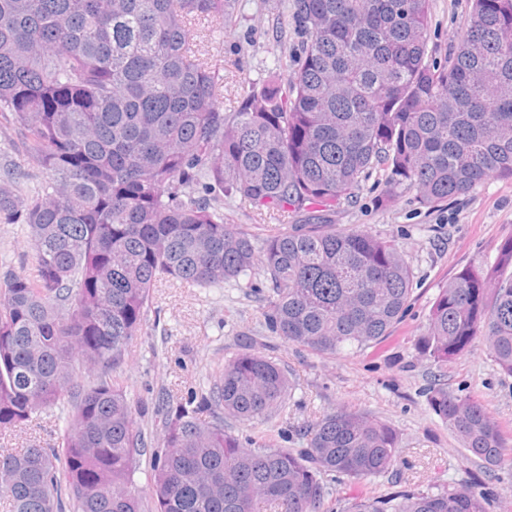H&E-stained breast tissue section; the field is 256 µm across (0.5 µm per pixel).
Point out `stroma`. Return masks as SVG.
<instances>
[{
    "label": "stroma",
    "instance_id": "stroma-1",
    "mask_svg": "<svg viewBox=\"0 0 512 512\" xmlns=\"http://www.w3.org/2000/svg\"><path fill=\"white\" fill-rule=\"evenodd\" d=\"M468 10L469 0H431L429 46L437 60L452 52ZM188 34L219 67L228 112L244 91L277 68L280 51L296 55L301 42L285 21L283 0H235L231 24L207 29L193 24ZM386 176L384 170L373 171L352 200L340 201L335 224L389 241L413 269L411 307L389 339L336 356L284 343L266 322L262 299L269 288L258 272L221 288L164 286L154 291L144 329L128 346L120 370L130 399L147 408L135 422L158 438L160 399H188L206 386L218 365L252 344L285 366L293 386L288 416L274 425L283 447H305L297 426L334 408L367 414L397 430L402 453L394 470L367 485L335 483L336 498L453 489L477 473L495 491L490 512H512V459L480 469L427 404L429 388L444 381L455 394L482 402L512 443V375L495 365L480 342L444 368L422 361L414 347L439 288L468 265L494 264L501 245L512 239V181H485L468 196L436 208L421 205L415 190L405 188L382 207L378 196ZM32 264L21 226L0 223V273Z\"/></svg>",
    "mask_w": 512,
    "mask_h": 512
}]
</instances>
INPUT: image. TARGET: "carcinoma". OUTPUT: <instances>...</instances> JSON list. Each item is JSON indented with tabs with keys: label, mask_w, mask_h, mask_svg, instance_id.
I'll return each mask as SVG.
<instances>
[{
	"label": "carcinoma",
	"mask_w": 512,
	"mask_h": 512,
	"mask_svg": "<svg viewBox=\"0 0 512 512\" xmlns=\"http://www.w3.org/2000/svg\"><path fill=\"white\" fill-rule=\"evenodd\" d=\"M233 6L0 0V128L44 170L25 197L19 163L0 183V222L22 224L35 258L0 278V431L67 410L57 447L0 449L10 512H146L133 475L152 445L154 512H488L481 479L336 505L332 482L397 465L398 432L339 410L299 426L306 447H280L266 428L287 413V371L250 344L168 405L157 443L134 426L116 373L154 288L257 270L272 332L321 355L361 351L408 311L413 275L388 241L336 230V203L377 167L383 207L404 186L434 208L512 181V0H472L443 64L430 0H290L301 57L226 112L224 76L187 26L225 24ZM226 194L283 223L256 238L224 222ZM510 268L512 240L439 288L419 357L443 367L481 337L512 375ZM427 403L482 468L512 457L480 401L438 383Z\"/></svg>",
	"instance_id": "carcinoma-1"
}]
</instances>
